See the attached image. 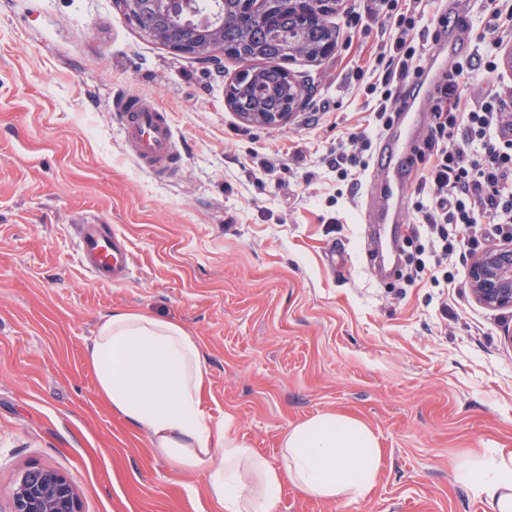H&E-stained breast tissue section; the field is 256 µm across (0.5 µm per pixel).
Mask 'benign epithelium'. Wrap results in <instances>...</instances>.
<instances>
[{
    "mask_svg": "<svg viewBox=\"0 0 512 512\" xmlns=\"http://www.w3.org/2000/svg\"><path fill=\"white\" fill-rule=\"evenodd\" d=\"M340 0H220L219 18L206 28H198L181 13L184 0H113L124 14L137 11L158 20L152 30L153 40L188 57L223 64L232 57L242 62L252 55L248 42L236 46L224 43L223 10L235 7L245 13L249 23L275 28L280 13L287 11L305 27L324 32L316 44L295 40L287 45L277 40L263 44L261 52L272 59L293 62L327 59L336 52L337 32L326 22ZM293 91L280 109L269 111L268 93L260 70L241 68L224 89V105L250 125L279 127L300 111L311 96L312 87L288 73ZM469 286L474 299L491 310L512 309V240L495 249L475 254L469 271ZM11 512H82L78 492L62 473L51 468H31L20 473L11 492Z\"/></svg>",
    "mask_w": 512,
    "mask_h": 512,
    "instance_id": "7a95c632",
    "label": "benign epithelium"
}]
</instances>
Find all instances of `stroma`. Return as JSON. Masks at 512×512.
<instances>
[{
    "label": "stroma",
    "mask_w": 512,
    "mask_h": 512,
    "mask_svg": "<svg viewBox=\"0 0 512 512\" xmlns=\"http://www.w3.org/2000/svg\"><path fill=\"white\" fill-rule=\"evenodd\" d=\"M328 16L325 60L291 63L315 85L280 127L224 106L240 64L216 66L144 36L112 0H0V512L17 475L48 467L83 512H216L203 473L175 466L97 391L85 349L116 309L181 324L208 376L202 408L271 464L288 431L336 413L375 434L365 500L285 482L276 512H478L463 460L512 451V310L469 290V249L448 277L370 274L359 205L387 173L330 163L369 116L383 17ZM500 39L483 0H430ZM145 95L171 114L177 165L137 162L113 102ZM301 161H294L295 149ZM109 224L133 255L120 284L80 266L75 225Z\"/></svg>",
    "instance_id": "1"
}]
</instances>
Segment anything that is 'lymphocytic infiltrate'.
I'll return each mask as SVG.
<instances>
[{"mask_svg":"<svg viewBox=\"0 0 512 512\" xmlns=\"http://www.w3.org/2000/svg\"><path fill=\"white\" fill-rule=\"evenodd\" d=\"M423 3L382 0L388 33L382 55L388 65L376 74L370 90L376 95L374 119L384 128L397 115L408 80L423 73L426 43L413 36L425 17ZM511 108L500 87L473 102L463 100L453 79L437 90L429 133L417 154L422 172L414 203L416 229L427 237L435 266L447 264L460 242L451 237L450 226L460 227L473 247L484 222L512 238V123L506 120ZM427 262L414 263L415 273H423Z\"/></svg>","mask_w":512,"mask_h":512,"instance_id":"obj_1","label":"lymphocytic infiltrate"}]
</instances>
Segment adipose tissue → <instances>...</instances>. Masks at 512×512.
<instances>
[{
  "label": "adipose tissue",
  "instance_id": "adipose-tissue-1",
  "mask_svg": "<svg viewBox=\"0 0 512 512\" xmlns=\"http://www.w3.org/2000/svg\"><path fill=\"white\" fill-rule=\"evenodd\" d=\"M100 394L175 465L204 472L218 512H274L291 480L304 493L360 501L381 468L377 439L358 420L319 414L295 425L275 467L227 434L202 409L208 367L179 323L130 310L104 318L86 347ZM456 478L489 512H512V452L460 464Z\"/></svg>",
  "mask_w": 512,
  "mask_h": 512
}]
</instances>
